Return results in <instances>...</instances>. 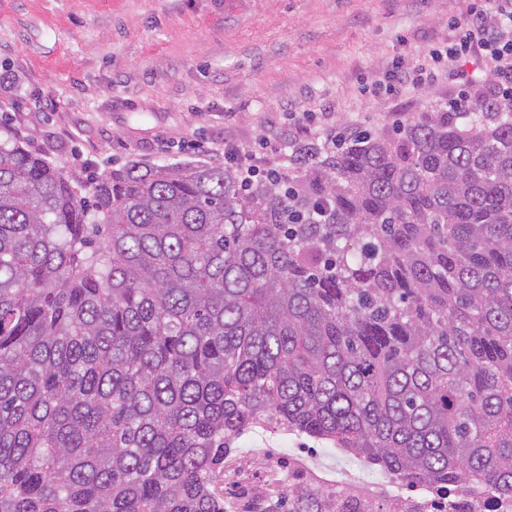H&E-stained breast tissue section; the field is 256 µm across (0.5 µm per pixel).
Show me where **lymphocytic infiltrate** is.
<instances>
[{
    "mask_svg": "<svg viewBox=\"0 0 512 512\" xmlns=\"http://www.w3.org/2000/svg\"><path fill=\"white\" fill-rule=\"evenodd\" d=\"M453 39L446 55H432L430 63H415L389 72L385 79L375 80L376 88L385 96L399 95L406 87L425 85L438 76L456 80L464 75L463 67L472 59L482 57L491 63L497 87L490 101L498 109L512 108V0H471L463 18L451 24ZM301 137L289 142L263 139L260 148L228 143L224 158L234 167L242 183H252L259 175L288 179L293 170L280 164L283 148L289 147L295 156H302Z\"/></svg>",
    "mask_w": 512,
    "mask_h": 512,
    "instance_id": "lymphocytic-infiltrate-1",
    "label": "lymphocytic infiltrate"
}]
</instances>
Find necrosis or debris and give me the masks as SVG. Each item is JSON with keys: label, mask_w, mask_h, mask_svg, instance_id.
Segmentation results:
<instances>
[{"label": "necrosis or debris", "mask_w": 512, "mask_h": 512, "mask_svg": "<svg viewBox=\"0 0 512 512\" xmlns=\"http://www.w3.org/2000/svg\"><path fill=\"white\" fill-rule=\"evenodd\" d=\"M258 469L249 470L235 460L224 463V498L233 512H259L262 504L285 492L288 487L307 485L324 491L353 495L355 512H376L386 480L371 468H358L345 474L317 462L315 449L297 444L285 452L255 449ZM398 499L410 512H512V501L500 502L491 494L474 497L417 486L399 488Z\"/></svg>", "instance_id": "necrosis-or-debris-1"}]
</instances>
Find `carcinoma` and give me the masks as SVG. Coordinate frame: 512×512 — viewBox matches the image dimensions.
I'll return each mask as SVG.
<instances>
[{"instance_id": "carcinoma-1", "label": "carcinoma", "mask_w": 512, "mask_h": 512, "mask_svg": "<svg viewBox=\"0 0 512 512\" xmlns=\"http://www.w3.org/2000/svg\"><path fill=\"white\" fill-rule=\"evenodd\" d=\"M271 423L512 498V110L423 112L247 186L80 180L0 139V512H228L232 441Z\"/></svg>"}]
</instances>
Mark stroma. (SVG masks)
<instances>
[{"label":"stroma","instance_id":"stroma-1","mask_svg":"<svg viewBox=\"0 0 512 512\" xmlns=\"http://www.w3.org/2000/svg\"><path fill=\"white\" fill-rule=\"evenodd\" d=\"M469 0H0V135L70 176L220 166L309 122L394 130L454 97L439 80L381 100L363 83L446 49Z\"/></svg>","mask_w":512,"mask_h":512}]
</instances>
